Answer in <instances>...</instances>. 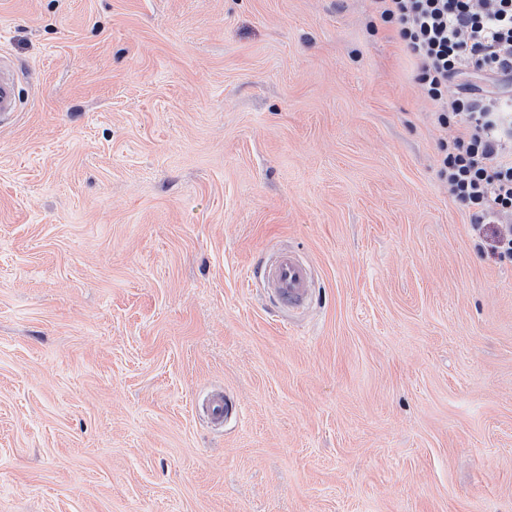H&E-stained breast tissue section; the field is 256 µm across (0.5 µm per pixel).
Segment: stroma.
I'll return each instance as SVG.
<instances>
[{
    "instance_id": "35a3bbf8",
    "label": "stroma",
    "mask_w": 512,
    "mask_h": 512,
    "mask_svg": "<svg viewBox=\"0 0 512 512\" xmlns=\"http://www.w3.org/2000/svg\"><path fill=\"white\" fill-rule=\"evenodd\" d=\"M0 52V512H512V263L371 0H0ZM19 111L17 77L13 62L0 55V127L11 123ZM261 272L279 305L294 310L307 305L312 288V269L294 251L278 252L261 268ZM205 410L210 419L216 423H222L232 417L231 404L221 393L213 394L206 400Z\"/></svg>"
}]
</instances>
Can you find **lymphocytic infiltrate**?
Here are the masks:
<instances>
[{"label": "lymphocytic infiltrate", "mask_w": 512, "mask_h": 512, "mask_svg": "<svg viewBox=\"0 0 512 512\" xmlns=\"http://www.w3.org/2000/svg\"><path fill=\"white\" fill-rule=\"evenodd\" d=\"M415 63L414 79L456 136L439 176L475 232L495 225L491 254L512 262V0H374Z\"/></svg>", "instance_id": "1"}]
</instances>
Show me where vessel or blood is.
Listing matches in <instances>:
<instances>
[{
  "instance_id": "obj_1",
  "label": "vessel or blood",
  "mask_w": 512,
  "mask_h": 512,
  "mask_svg": "<svg viewBox=\"0 0 512 512\" xmlns=\"http://www.w3.org/2000/svg\"><path fill=\"white\" fill-rule=\"evenodd\" d=\"M19 110L17 77L12 61L0 55V126L11 123ZM262 275L274 292L275 301L294 310L304 308L312 288V269L294 251L275 254L262 269ZM205 410L213 422L220 423L232 416V407L223 394L211 395Z\"/></svg>"
}]
</instances>
